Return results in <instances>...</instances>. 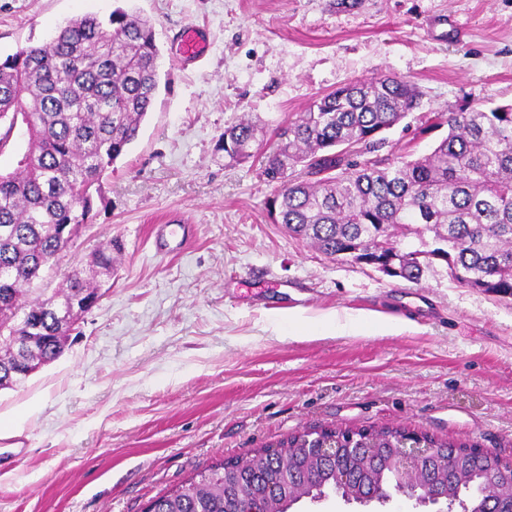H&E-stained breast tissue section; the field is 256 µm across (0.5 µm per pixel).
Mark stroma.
Instances as JSON below:
<instances>
[{
  "label": "stroma",
  "instance_id": "obj_1",
  "mask_svg": "<svg viewBox=\"0 0 512 512\" xmlns=\"http://www.w3.org/2000/svg\"><path fill=\"white\" fill-rule=\"evenodd\" d=\"M119 6L155 26V100L30 294L111 238L120 265L64 354L0 391V512H144L216 459L331 425L512 459V300L326 257L269 220L259 156L222 149L240 117L262 120V153L318 96L391 74L421 97L380 154L428 153L438 114L512 102V0H0V59ZM188 25L198 62L176 48ZM161 224L184 229L168 255ZM180 49L186 58L200 59L207 50V37L198 27H187L179 41Z\"/></svg>",
  "mask_w": 512,
  "mask_h": 512
}]
</instances>
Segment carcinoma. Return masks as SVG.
Wrapping results in <instances>:
<instances>
[{
    "label": "carcinoma",
    "mask_w": 512,
    "mask_h": 512,
    "mask_svg": "<svg viewBox=\"0 0 512 512\" xmlns=\"http://www.w3.org/2000/svg\"><path fill=\"white\" fill-rule=\"evenodd\" d=\"M160 50L153 23L122 7L85 14L59 26L45 43L0 61V152L17 123L27 148L17 168L0 173V336L26 341L0 347V366L47 365L84 309L112 278L121 245L108 240L85 267L72 269L45 300L26 297L48 256L65 250L93 220V189L132 144L159 85ZM411 82L380 75L337 88L275 131L276 147L262 174L279 184L268 216L327 257L349 264L391 265L396 277L418 284L443 266L457 283L512 298V103L471 107L448 116V134L428 154L392 163L378 157L380 135L412 111ZM260 120L224 128V158L254 156ZM364 156L354 162V154ZM302 167L300 176L288 170ZM325 427L288 435L279 451H254L228 465L219 460L155 498L150 512H251L270 485L281 498L352 495L363 482H395L388 449L407 430L354 431L357 446L374 448L336 462L307 449L346 438ZM434 448H455L448 495L509 466L499 455L477 458L469 445L422 435Z\"/></svg>",
    "instance_id": "1"
}]
</instances>
